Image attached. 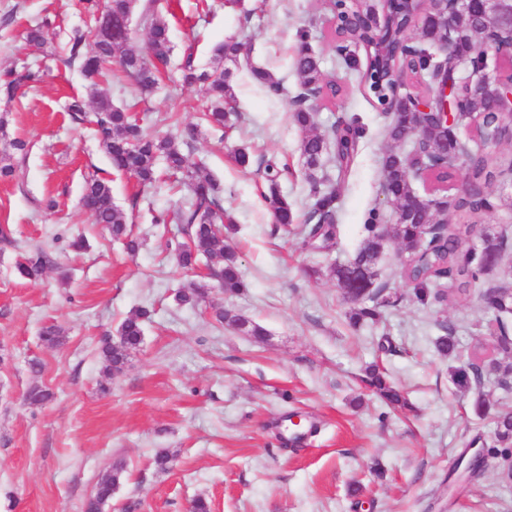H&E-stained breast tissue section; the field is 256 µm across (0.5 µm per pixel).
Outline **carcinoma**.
I'll return each instance as SVG.
<instances>
[{
    "label": "carcinoma",
    "mask_w": 512,
    "mask_h": 512,
    "mask_svg": "<svg viewBox=\"0 0 512 512\" xmlns=\"http://www.w3.org/2000/svg\"><path fill=\"white\" fill-rule=\"evenodd\" d=\"M137 6L138 0H111V21L119 23ZM148 20L149 43L146 54L137 53L128 46L129 34H114L112 29L105 28L96 34L89 52L84 51V35L74 32L69 41L68 62L79 64L85 81L92 89L112 73V65L116 63L140 91L152 90L159 78L158 65L166 64L171 46L166 22L154 14L149 15ZM336 36L349 44L356 42L364 47L367 64L362 72V80L372 91L379 80L386 77L389 69L400 61L395 49L409 38L408 21L405 14L392 13L381 33L361 31L354 34L350 31H338ZM422 38L424 42L414 45L422 74L441 61L436 50L438 42L444 39L455 42L459 53L470 55L473 67L478 68L484 64L482 46L485 42L476 19L460 22L457 29L451 32L430 22L423 28ZM26 41L29 47L45 53L42 25L29 28ZM240 52V43L225 41L213 48L211 69L199 68L191 52L184 56L180 64L184 82L199 83L206 87L209 104L204 117L215 129L224 127L226 105L235 100L232 80L228 70L224 69V61L237 60ZM294 67L303 87L329 100L337 96L336 83L324 77L322 59L310 49L302 47L298 50L294 57ZM40 79L41 71L38 69H28L21 75L9 70L0 75V89L11 99L21 85L36 83ZM494 90L492 84L483 86L479 92L473 94L465 88L462 105L469 112H485ZM375 97L380 101L389 99L390 107L403 116L409 112V99L399 92L393 90L387 97L377 93ZM294 104V123L304 130L311 128L314 124L313 114L304 106L303 99L295 100ZM67 112L76 124H94L102 136L101 146L113 166L134 176L140 185L152 184L158 162H164L174 181L186 186L191 193L189 209L179 215L183 234L191 239V244L182 242L178 245L175 254L178 265L190 269L203 256L212 263L209 270L219 278L220 288L224 289L225 295L242 294L246 284L238 271L236 253L224 244V239L233 233L234 224L230 217L224 215V207L218 198L219 184L201 170L189 168L181 143L172 136L159 138L148 133L136 118L126 110L113 106L106 98L99 99L94 111L90 113L83 98L74 96L67 105ZM421 121L429 126L423 137L424 149L428 152L425 162L430 164L445 155L461 156L462 167L469 178V188L460 193L451 192V174L435 170L430 173L431 180L446 195L442 197L439 208L434 209L427 204L421 207L416 202L419 193L414 189L415 177L407 165V153L391 150L382 157L383 188L394 204L396 214L391 234L381 233L373 222L363 225V240L353 258L346 264H336L331 268L342 287L348 284L349 274L353 269L361 270L367 276L368 288L360 298L351 301L349 320L354 327L365 321L378 320L381 307L395 304L393 299L384 303L379 301L384 287L376 284L379 259L384 244L389 239L397 241L406 252L404 277L414 286L417 297L422 301L428 297V290L434 287V300L460 304L470 297L471 289L482 275L480 256L473 254L469 258H463L460 253L462 243L471 232L470 224H456L452 222V218L462 215L472 218L481 214L486 189L504 172L499 147L512 140V115L488 118L484 126L476 129L469 142H458L444 134L445 126L437 109L421 117ZM342 132L343 136L336 142V164L340 169L348 167L354 156L358 128L352 122L346 123ZM9 148L13 153L5 152L0 155L1 178L14 176L15 166L11 163L13 154L26 156L28 143L24 139L15 138L9 143ZM300 150L307 167L309 196L313 199L311 215L318 217L317 222L309 229V242L327 249L336 237V194L332 190L324 189L323 181L317 175L326 151V141L319 134H309L303 138ZM266 172L270 185L269 193L264 195V199L273 213L276 229L286 231L294 221L293 206L278 190L274 165L267 164ZM81 203L89 210L94 223L107 226L112 238L124 241L129 253L137 252L139 242L132 237L124 214L113 204L112 187L108 181L97 176L87 178L82 186ZM438 214L442 218H436ZM507 245L505 235L492 228L484 229L483 248L502 251ZM49 263V255L41 249H35L19 254L15 272L23 279L35 280L42 276ZM204 297L205 286L192 283L178 293L177 300L181 304H196ZM482 300L485 308L492 312L501 336L498 337L494 349L495 355L487 356L477 351L475 357L479 361L492 364L498 373V384L504 389H511L512 363H506L504 359L512 358V335H508V323L503 317L509 315L512 294L508 293L506 285L491 284L484 289ZM150 315L148 308H141L122 322L117 341L114 342L109 337L103 341L101 358L107 375L122 373L128 351L142 342V324ZM216 316L218 322L258 341L267 336L261 325L232 309H222L216 312ZM442 329L445 334L436 338L434 346L441 357L449 359L456 354L457 339L452 326L444 325ZM476 369L475 365L469 370L454 368L450 372L451 381L461 391L478 387L484 376L477 373ZM363 381L387 404L400 409L407 407L406 398L377 365L373 364L365 369ZM490 410L491 405L487 400L478 399L476 413L481 417L491 416L496 441L506 448L512 447V413L492 414ZM122 479L121 467L116 466L105 472L96 484L94 495L84 502V512H100V502L112 498Z\"/></svg>",
    "instance_id": "obj_1"
}]
</instances>
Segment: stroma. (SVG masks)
Instances as JSON below:
<instances>
[{
  "mask_svg": "<svg viewBox=\"0 0 512 512\" xmlns=\"http://www.w3.org/2000/svg\"><path fill=\"white\" fill-rule=\"evenodd\" d=\"M167 22L172 46L166 78L139 93L120 70L101 82V95L131 108L148 132L184 141L191 168L209 172L238 231L230 241L249 284L229 297L214 280L179 268L177 223L155 226L153 215L186 209L190 194L169 188L167 175L149 187L117 171L88 125L70 122L65 105L87 96L77 66L65 61L72 30H89L79 0H0V69L24 72L40 65L41 82L22 86L14 99L0 95V151L22 138L26 158H15V179L0 180V512H81L102 474L123 465L125 479L106 512H188L205 498L210 512H512V483L502 480L501 447L489 420L475 412L478 398L512 411V394L497 384L458 391L450 367L463 366L476 346L492 348L495 323L472 289L467 303L419 302L402 276L406 257L388 241L378 282L396 296L377 322L350 326L343 290L330 272L358 249L369 214L388 227L395 208L383 190L382 155L390 117L336 51L324 0H139ZM46 22L48 56L35 54L23 36ZM244 43L232 64L236 96L224 131L202 119V86L183 84L179 64L193 50L210 68L213 47ZM323 61L327 79L344 86L341 99L310 98L314 133L327 142L318 175L335 187L336 245L315 252L305 240L311 223L303 158V131L292 118L303 91L293 67L300 41ZM273 74L274 95L253 76ZM357 118L358 151L347 173L336 168L332 128ZM247 150L248 166L237 165ZM281 175V193L295 211L290 232L275 231L262 200L267 162ZM110 182L114 204L141 242L128 255L93 223L79 203L89 175ZM494 207L478 218L507 236L509 245L483 283L512 277V186L489 189ZM54 210H46L47 199ZM85 235V251L68 243ZM46 250L52 264L35 281L19 278L20 251ZM192 282L208 290L195 305L176 292ZM141 345L122 373L107 377L99 352L105 336L140 307ZM233 309L263 326L258 343L213 316ZM456 328L454 358L440 357L433 341L440 323ZM55 324L60 345H44L43 327ZM383 365L413 409L392 410L361 381L364 368ZM109 392H101V384ZM49 388L52 400L29 404L26 391ZM299 424H292V416ZM169 451L168 470L154 457ZM480 453L476 479H458L461 453Z\"/></svg>",
  "mask_w": 512,
  "mask_h": 512,
  "instance_id": "stroma-1",
  "label": "stroma"
}]
</instances>
